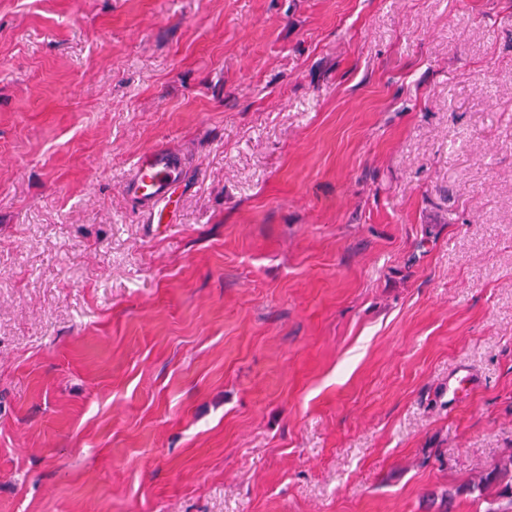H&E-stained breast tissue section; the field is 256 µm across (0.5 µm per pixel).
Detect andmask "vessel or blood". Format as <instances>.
<instances>
[{
    "label": "vessel or blood",
    "instance_id": "obj_1",
    "mask_svg": "<svg viewBox=\"0 0 512 512\" xmlns=\"http://www.w3.org/2000/svg\"><path fill=\"white\" fill-rule=\"evenodd\" d=\"M184 173L183 163L176 155L162 148L143 153L134 163L125 180V190L134 199L147 205H167L173 184Z\"/></svg>",
    "mask_w": 512,
    "mask_h": 512
}]
</instances>
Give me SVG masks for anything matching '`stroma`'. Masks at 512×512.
Masks as SVG:
<instances>
[{"label": "stroma", "instance_id": "1", "mask_svg": "<svg viewBox=\"0 0 512 512\" xmlns=\"http://www.w3.org/2000/svg\"><path fill=\"white\" fill-rule=\"evenodd\" d=\"M510 456L512 0H0V512H512ZM183 173L180 158L163 148H152L133 164L125 180V190L134 199L157 207L156 213L160 215L167 206L173 184ZM510 481V489L512 495V457L495 465L489 472L478 478V482H474L471 486L473 491H479L483 495L488 488L497 482H502L505 479Z\"/></svg>", "mask_w": 512, "mask_h": 512}]
</instances>
